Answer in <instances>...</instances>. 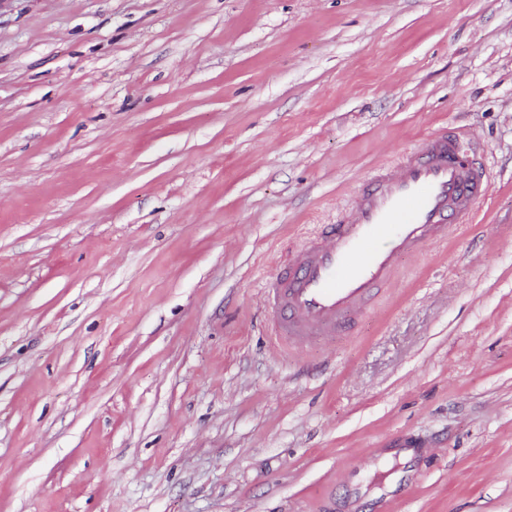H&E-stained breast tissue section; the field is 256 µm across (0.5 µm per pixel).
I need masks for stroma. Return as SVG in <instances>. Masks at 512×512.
<instances>
[{"mask_svg":"<svg viewBox=\"0 0 512 512\" xmlns=\"http://www.w3.org/2000/svg\"><path fill=\"white\" fill-rule=\"evenodd\" d=\"M443 130L473 221L278 345L266 282ZM0 512H512V0H0Z\"/></svg>","mask_w":512,"mask_h":512,"instance_id":"obj_1","label":"stroma"}]
</instances>
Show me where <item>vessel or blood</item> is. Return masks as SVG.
Listing matches in <instances>:
<instances>
[{
  "label": "vessel or blood",
  "mask_w": 512,
  "mask_h": 512,
  "mask_svg": "<svg viewBox=\"0 0 512 512\" xmlns=\"http://www.w3.org/2000/svg\"><path fill=\"white\" fill-rule=\"evenodd\" d=\"M488 183L463 137L445 133L370 176L350 212L266 283L276 339L301 349L334 336L393 278L400 258L468 222Z\"/></svg>",
  "instance_id": "1"
}]
</instances>
